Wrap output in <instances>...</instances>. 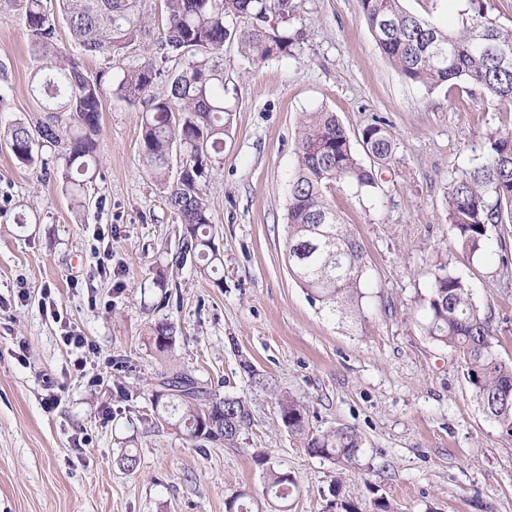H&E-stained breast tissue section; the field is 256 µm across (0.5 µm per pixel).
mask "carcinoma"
<instances>
[{
    "mask_svg": "<svg viewBox=\"0 0 512 512\" xmlns=\"http://www.w3.org/2000/svg\"><path fill=\"white\" fill-rule=\"evenodd\" d=\"M18 12L31 51L40 67L31 79L46 120L9 124L6 142L24 166L55 168L72 201L82 203L97 164L101 134V90L114 61L151 46V56L122 68L112 94L141 112L142 165L166 187V204L182 231L168 266L187 264L220 285L215 277L223 260L215 244L216 227L203 196L202 182L224 159V135L232 110L224 103L223 76L212 65L224 44L237 42L245 56L264 62L294 55L298 39L279 29L295 12L292 0H163L168 24L152 39L143 0H59L73 42L82 54L100 56L105 67L88 74L57 43L55 19L43 0H10ZM474 15L444 31L403 6V0H358L359 14L398 75L428 90L466 81L509 106L512 112V28H503L471 0ZM243 18L238 28L228 19ZM181 69L168 79L166 92L154 86L164 64ZM370 159L358 158L352 139L336 113L304 114L296 144L298 163L288 195L287 255L291 274L312 303L330 316H358L362 308L365 263L361 245L331 204V187L343 183L359 189L377 185L376 168L391 158L393 135L381 122L366 126L359 137ZM178 157L182 179L173 176ZM445 220L457 244L470 255L481 253L488 227L512 223V133L485 136L484 162L461 169L448 183ZM424 333L454 351L482 411L512 436V363L492 350L490 319L474 300L465 278L446 263L431 273L425 298ZM175 327L160 320L150 327V345L165 354L175 345ZM155 394L163 420L189 442L222 440L233 446L251 426V411L242 397L213 398L189 374L167 373ZM282 425L293 436L304 435L306 407L293 399L279 403ZM309 454L336 465L355 462L363 448L357 430L341 425L303 442ZM295 482L286 472L267 468L266 493L288 500Z\"/></svg>",
    "mask_w": 512,
    "mask_h": 512,
    "instance_id": "obj_1",
    "label": "carcinoma"
}]
</instances>
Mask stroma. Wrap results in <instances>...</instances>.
<instances>
[{"label": "stroma", "instance_id": "obj_1", "mask_svg": "<svg viewBox=\"0 0 512 512\" xmlns=\"http://www.w3.org/2000/svg\"><path fill=\"white\" fill-rule=\"evenodd\" d=\"M292 56L255 63L237 44L218 61L233 120L224 160L204 186L224 260L221 285L172 271L179 224L141 163L140 114L101 94L95 190L74 208L58 177L20 165L0 139V512H224L261 497L254 456L298 485L288 512H328L332 495L373 512H512V437L487 418L456 355L422 332L435 264L473 286L512 363V224L465 254L445 221L450 175L512 131V112L460 81L435 90L402 80L359 17L358 0H295ZM454 30L469 0H404ZM0 120L43 113L29 79L38 61L0 0ZM337 114L351 138L378 120L394 150L376 189L336 185L330 200L364 251L363 321L329 317L288 271V184L303 113ZM176 328L165 355L155 321ZM77 331L83 349L65 345ZM84 356V371L73 362ZM272 384L255 387L243 363ZM183 371L211 394L247 400L252 425L235 447L187 443L158 416L161 374ZM306 406L309 431L348 425L356 465L310 455L282 426L279 397ZM126 455L138 466H122Z\"/></svg>", "mask_w": 512, "mask_h": 512}]
</instances>
